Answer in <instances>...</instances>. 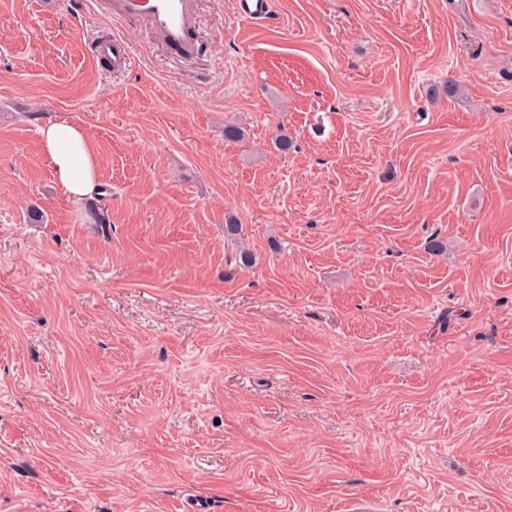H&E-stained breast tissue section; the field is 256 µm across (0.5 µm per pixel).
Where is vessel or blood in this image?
I'll return each mask as SVG.
<instances>
[{
  "label": "vessel or blood",
  "mask_w": 512,
  "mask_h": 512,
  "mask_svg": "<svg viewBox=\"0 0 512 512\" xmlns=\"http://www.w3.org/2000/svg\"><path fill=\"white\" fill-rule=\"evenodd\" d=\"M238 17L254 25H268L275 19L274 0H234ZM110 15L120 21L144 18L149 29L174 57L189 58L199 53L197 36V0H113ZM93 54L112 62V70L121 73L131 63V47L124 37L112 34L96 41Z\"/></svg>",
  "instance_id": "b4317fda"
}]
</instances>
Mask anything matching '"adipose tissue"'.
<instances>
[{
    "instance_id": "adipose-tissue-1",
    "label": "adipose tissue",
    "mask_w": 512,
    "mask_h": 512,
    "mask_svg": "<svg viewBox=\"0 0 512 512\" xmlns=\"http://www.w3.org/2000/svg\"><path fill=\"white\" fill-rule=\"evenodd\" d=\"M40 139L63 191L73 197L95 198L99 190L98 167L84 128L52 122L41 128Z\"/></svg>"
}]
</instances>
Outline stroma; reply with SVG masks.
<instances>
[{
    "label": "stroma",
    "instance_id": "stroma-1",
    "mask_svg": "<svg viewBox=\"0 0 512 512\" xmlns=\"http://www.w3.org/2000/svg\"><path fill=\"white\" fill-rule=\"evenodd\" d=\"M108 2L0 0V512H512V0ZM110 15L114 21L144 18L149 29L176 58H190L201 49L196 0H114ZM238 17L254 25H270L276 18L273 0H235ZM92 50L95 57L111 60L113 73L124 72L130 66L131 47L126 39L117 33L96 41ZM40 139L63 191L73 197L95 198L99 192L98 167L84 128L52 122L40 129Z\"/></svg>",
    "mask_w": 512,
    "mask_h": 512
}]
</instances>
